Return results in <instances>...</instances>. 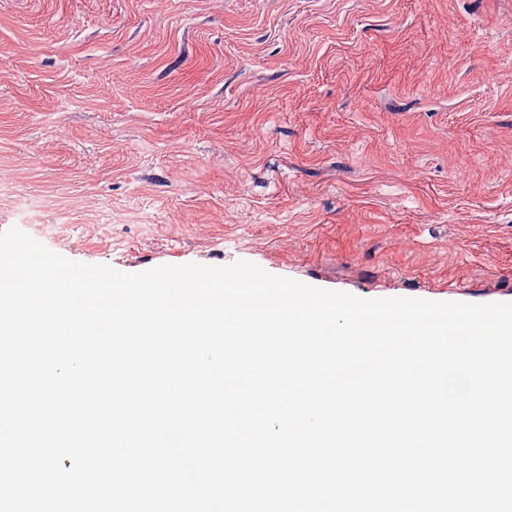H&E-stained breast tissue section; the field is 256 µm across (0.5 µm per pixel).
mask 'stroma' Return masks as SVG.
<instances>
[{"mask_svg": "<svg viewBox=\"0 0 512 512\" xmlns=\"http://www.w3.org/2000/svg\"><path fill=\"white\" fill-rule=\"evenodd\" d=\"M127 273L512 303V0H0V234Z\"/></svg>", "mask_w": 512, "mask_h": 512, "instance_id": "1", "label": "stroma"}]
</instances>
